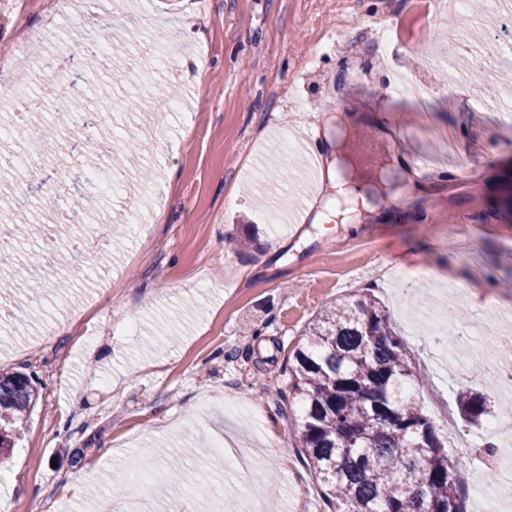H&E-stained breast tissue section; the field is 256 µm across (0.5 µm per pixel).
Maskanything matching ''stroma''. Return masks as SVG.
Wrapping results in <instances>:
<instances>
[{
	"label": "stroma",
	"instance_id": "obj_1",
	"mask_svg": "<svg viewBox=\"0 0 512 512\" xmlns=\"http://www.w3.org/2000/svg\"><path fill=\"white\" fill-rule=\"evenodd\" d=\"M54 7L0 0V87L27 98L64 80L84 110L109 115L115 135L150 122L159 139L140 149L139 167L113 171L117 191L94 199L86 172L111 168L106 151L46 158L0 186V203L19 212L38 199L46 218L67 212L79 222L74 238L93 234L98 210L125 231L109 261L90 246L54 265L24 319L11 312L27 293L0 298V371L32 374L40 393L0 464L10 512H36L49 494L52 512H111L115 487L136 494L130 474L143 461L154 467L152 512L173 503L211 512V494L238 491L233 458L213 446L227 430L262 475L251 487L262 512H330L321 495L295 492L314 476L288 431L297 409L280 390L312 318L354 291L390 315L427 376L420 405L449 452L478 471L484 490L471 512L512 495V436L489 450L483 426L461 420L455 403L479 386L468 354L485 350L489 324L512 336V290L500 286L512 276V48L478 70L485 93L471 82L512 0H484L461 23L418 14L410 0H350L356 24L342 54L323 48L338 0H66L54 38L72 54L85 23L117 34L108 66L125 69L127 83L116 87L72 67L43 71L17 53ZM372 19L395 42L390 58L363 28ZM450 30L456 55L428 62L419 37ZM410 74L443 94L401 90ZM172 90L178 110L151 112V98ZM308 112L322 115L321 161L339 160L371 206L357 233L289 221L310 171L304 143L288 152L282 137L300 133ZM445 129L455 153L443 149ZM425 264L433 277L405 296L407 274ZM491 292L499 308L488 313L479 300ZM452 309L463 320L451 348L431 350L429 325ZM172 460L202 486L171 481Z\"/></svg>",
	"mask_w": 512,
	"mask_h": 512
}]
</instances>
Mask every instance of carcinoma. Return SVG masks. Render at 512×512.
<instances>
[{
  "label": "carcinoma",
  "instance_id": "carcinoma-1",
  "mask_svg": "<svg viewBox=\"0 0 512 512\" xmlns=\"http://www.w3.org/2000/svg\"><path fill=\"white\" fill-rule=\"evenodd\" d=\"M56 114L81 104L56 95ZM0 288H14L17 247L0 248ZM423 382L390 317L367 294H349L322 309L288 356L287 394L299 414L289 430L321 495L336 512H465L448 455L411 385ZM38 400L31 376L0 373V465L15 448ZM464 421L488 414L487 399L458 395Z\"/></svg>",
  "mask_w": 512,
  "mask_h": 512
}]
</instances>
